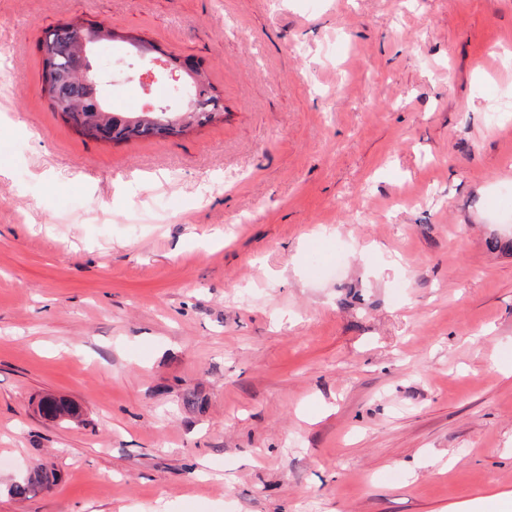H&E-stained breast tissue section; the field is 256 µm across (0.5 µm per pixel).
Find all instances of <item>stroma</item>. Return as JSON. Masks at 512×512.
I'll list each match as a JSON object with an SVG mask.
<instances>
[{
  "label": "stroma",
  "instance_id": "obj_1",
  "mask_svg": "<svg viewBox=\"0 0 512 512\" xmlns=\"http://www.w3.org/2000/svg\"><path fill=\"white\" fill-rule=\"evenodd\" d=\"M102 21L223 120L65 124L39 42ZM0 168V512L512 493V0H0ZM203 90L201 91V99L197 101L196 112H188L189 119L192 122H196L198 125H204L206 123L212 122L214 119V114L218 109H222L220 103V97L216 94H213V88L210 82L205 85V82L202 80ZM126 131V132H124ZM180 130L174 131L173 128H169L167 126L152 124V123H144L138 124L132 129L126 128L117 137L118 141H125L132 137H149V136H164L170 134H179ZM54 481L55 477L52 471L37 465L27 470L18 480L12 482L7 488V493L14 499L27 500L40 491L49 489Z\"/></svg>",
  "mask_w": 512,
  "mask_h": 512
}]
</instances>
